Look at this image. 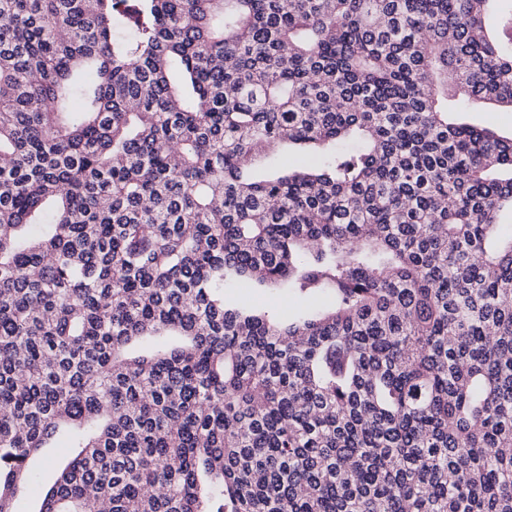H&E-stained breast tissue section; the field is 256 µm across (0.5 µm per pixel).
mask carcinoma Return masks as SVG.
Listing matches in <instances>:
<instances>
[{
    "label": "carcinoma",
    "instance_id": "1",
    "mask_svg": "<svg viewBox=\"0 0 512 512\" xmlns=\"http://www.w3.org/2000/svg\"><path fill=\"white\" fill-rule=\"evenodd\" d=\"M476 109L512 0H0V512H512ZM243 294H247L253 305H273L276 304L282 309L291 310L297 303L290 297H286L284 294H276L265 288H254L250 291L242 290ZM56 459L60 463L67 461V452L65 448L55 446V448H43L37 457V465L41 472V481L35 488L28 487L22 490L18 496L17 508L18 512H29L35 510V502L41 493L52 484L55 470L52 467L43 465V459Z\"/></svg>",
    "mask_w": 512,
    "mask_h": 512
}]
</instances>
